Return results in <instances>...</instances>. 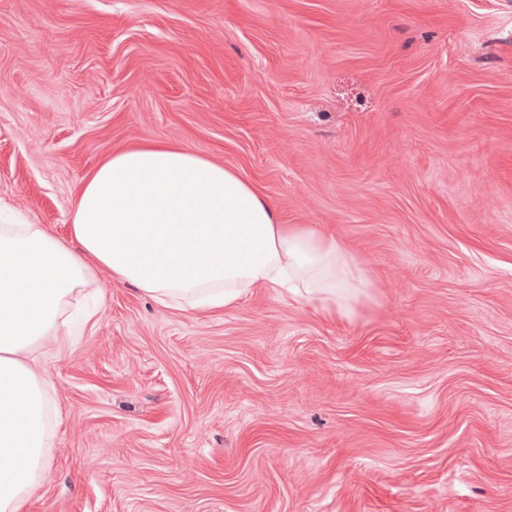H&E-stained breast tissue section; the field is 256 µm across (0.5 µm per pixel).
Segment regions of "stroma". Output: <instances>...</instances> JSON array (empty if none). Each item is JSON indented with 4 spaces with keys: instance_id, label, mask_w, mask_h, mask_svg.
<instances>
[{
    "instance_id": "stroma-1",
    "label": "stroma",
    "mask_w": 512,
    "mask_h": 512,
    "mask_svg": "<svg viewBox=\"0 0 512 512\" xmlns=\"http://www.w3.org/2000/svg\"><path fill=\"white\" fill-rule=\"evenodd\" d=\"M161 141L364 261L352 318L100 273L23 512H512V0H0V206Z\"/></svg>"
}]
</instances>
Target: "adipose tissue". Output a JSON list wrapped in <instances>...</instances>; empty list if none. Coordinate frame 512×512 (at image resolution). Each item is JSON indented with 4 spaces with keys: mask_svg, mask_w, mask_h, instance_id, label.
Masks as SVG:
<instances>
[{
    "mask_svg": "<svg viewBox=\"0 0 512 512\" xmlns=\"http://www.w3.org/2000/svg\"><path fill=\"white\" fill-rule=\"evenodd\" d=\"M102 270L194 313L265 287L348 314L372 286L335 236L280 223L236 171L180 146L114 151L80 187L69 239L0 225V512H22L49 470L54 388L39 356L45 343L65 346L67 308Z\"/></svg>",
    "mask_w": 512,
    "mask_h": 512,
    "instance_id": "ef3b65f1",
    "label": "adipose tissue"
}]
</instances>
